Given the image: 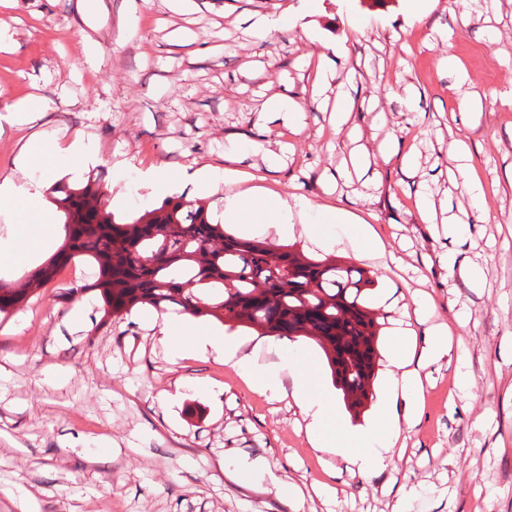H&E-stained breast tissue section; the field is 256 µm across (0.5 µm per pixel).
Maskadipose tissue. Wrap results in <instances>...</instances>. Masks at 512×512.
<instances>
[{
    "label": "adipose tissue",
    "mask_w": 512,
    "mask_h": 512,
    "mask_svg": "<svg viewBox=\"0 0 512 512\" xmlns=\"http://www.w3.org/2000/svg\"><path fill=\"white\" fill-rule=\"evenodd\" d=\"M319 69L324 77L316 81L310 101L316 110H333L337 126L347 125L356 102L351 95L352 74L337 77L328 83L329 75L336 68L329 54L318 57ZM52 182H44L26 189L15 185L13 175L0 178V210L9 209L19 214L34 216L41 229L36 235H24L18 251L0 250V264L15 259L17 252L35 253L56 229L43 213L45 196L49 195ZM272 216L269 221L277 232H292L295 225L310 227L313 206L302 196L291 195L272 200ZM434 312L431 299L413 296L410 303L402 305L397 318L393 319L391 334L394 346L387 358L385 370L386 389L380 396L375 418L366 426L345 429L342 437L328 435L327 429L336 420V406L328 396L311 395L305 381L293 380L291 387H284L282 374L289 370L283 362L271 369L259 368L253 358L241 352L238 345L224 341L220 336H191L186 332L191 316L187 313L170 314L154 321L152 330L158 343L175 356L183 354L205 355L215 353L233 362L244 375L251 377L258 389L279 400L291 397L305 421L306 434L318 451L336 457L346 470L366 477H376L388 470L393 462V451L402 434L409 432L418 418L416 397L423 391V373L446 360L452 351L451 329L448 325L430 324ZM426 325L425 340L416 337V325ZM405 400L406 410L397 413V400Z\"/></svg>",
    "instance_id": "adipose-tissue-1"
}]
</instances>
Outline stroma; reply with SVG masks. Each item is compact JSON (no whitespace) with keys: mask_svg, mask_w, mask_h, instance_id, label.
<instances>
[{"mask_svg":"<svg viewBox=\"0 0 512 512\" xmlns=\"http://www.w3.org/2000/svg\"><path fill=\"white\" fill-rule=\"evenodd\" d=\"M102 5L109 26L98 31L77 0L0 6L16 43L0 52V88L44 101L36 121L0 131L9 145L0 177L20 139L79 132L101 159L88 174L120 215L182 195L184 169L204 165L256 173L264 198L296 194L344 209L401 265L354 255L329 223L317 225L318 240L297 234L287 244L377 273L380 353L391 343L383 298L429 293L470 387L459 390L455 366L432 369L417 425L392 467L368 480L312 448L291 398L269 400L223 361L171 358L142 312L102 325L99 302L68 295L96 273L77 258L0 321V512H392L391 484L414 489L408 512H512V0H429L410 24L405 0ZM255 12L285 16L295 36L250 39L245 19ZM81 41L101 43L96 64L76 53ZM328 45L341 52L337 69L355 74L356 143L330 113L311 108L293 125L257 110L264 96L307 97ZM461 88L477 96L478 114L457 108ZM456 140L469 147L480 204L450 175ZM384 141L396 143V157L375 155L325 193V175L344 168L354 145L374 151ZM159 164L166 180L142 185L140 171ZM424 197L460 212L458 234L426 223ZM444 254L469 258L478 280L450 276ZM227 333L260 366L288 357L312 391L331 388L313 341ZM284 482L303 491L302 506Z\"/></svg>","mask_w":512,"mask_h":512,"instance_id":"1","label":"stroma"}]
</instances>
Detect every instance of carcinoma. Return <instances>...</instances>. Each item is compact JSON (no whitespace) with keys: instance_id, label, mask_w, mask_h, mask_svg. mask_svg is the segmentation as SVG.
<instances>
[{"instance_id":"cac0c4a2","label":"carcinoma","mask_w":512,"mask_h":512,"mask_svg":"<svg viewBox=\"0 0 512 512\" xmlns=\"http://www.w3.org/2000/svg\"><path fill=\"white\" fill-rule=\"evenodd\" d=\"M65 239L34 269L28 286L54 279L72 259L97 266L94 280L70 294L102 303L108 323L146 307L210 316L232 330L304 336L324 352L334 387L359 414L373 398L380 324L368 303L371 272L336 257L314 259L292 245L236 237L212 221L206 205L164 199L140 216L117 217L99 182L55 184ZM27 289L0 278V316L24 302Z\"/></svg>"}]
</instances>
